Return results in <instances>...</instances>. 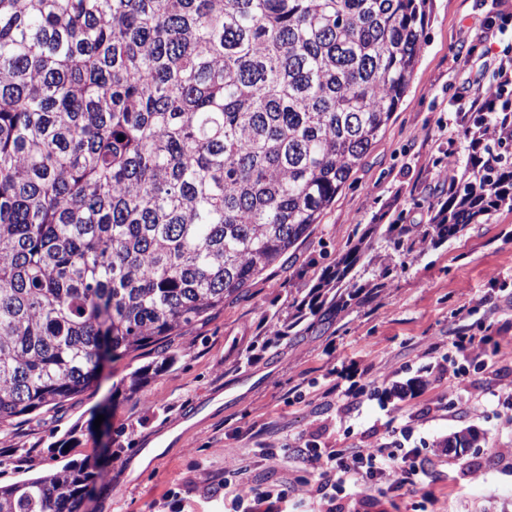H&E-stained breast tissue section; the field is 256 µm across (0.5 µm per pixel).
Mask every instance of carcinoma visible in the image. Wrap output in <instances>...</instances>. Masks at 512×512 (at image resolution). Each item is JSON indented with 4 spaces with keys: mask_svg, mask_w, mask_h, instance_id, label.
I'll use <instances>...</instances> for the list:
<instances>
[{
    "mask_svg": "<svg viewBox=\"0 0 512 512\" xmlns=\"http://www.w3.org/2000/svg\"><path fill=\"white\" fill-rule=\"evenodd\" d=\"M429 0H0V425L83 392L304 240L406 93ZM469 112L430 222L371 224L292 303L324 333L390 273L512 210V121ZM161 371L123 380L140 392ZM470 428L447 448L479 446ZM92 465L0 485V512H81Z\"/></svg>",
    "mask_w": 512,
    "mask_h": 512,
    "instance_id": "obj_1",
    "label": "carcinoma"
}]
</instances>
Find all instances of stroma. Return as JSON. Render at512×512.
I'll return each mask as SVG.
<instances>
[{
  "instance_id": "1",
  "label": "stroma",
  "mask_w": 512,
  "mask_h": 512,
  "mask_svg": "<svg viewBox=\"0 0 512 512\" xmlns=\"http://www.w3.org/2000/svg\"><path fill=\"white\" fill-rule=\"evenodd\" d=\"M424 35L407 93L310 236L202 320L105 361L87 390L41 420L1 427V486L86 460L96 469L81 512H228L239 491L224 481L232 461L248 485L293 483L287 512H512L511 210L422 252L392 257L376 240L366 277L383 258L394 265L376 298L352 305L323 335L278 333L301 297L296 274L321 272L377 214L428 223L429 203L454 175L441 160L465 154L454 101L495 84L461 57L512 52V21L494 0H434ZM460 329L480 341L464 355L448 345ZM168 355L173 363L163 364ZM157 364L140 393L125 392L123 378ZM419 377L424 387L409 388ZM196 404L194 428L145 451ZM469 427L480 446L445 447ZM309 444L419 449L433 494L345 490L322 499L318 474L295 454ZM265 448L278 449L276 462L263 460ZM205 476L225 484L224 494L204 495Z\"/></svg>"
}]
</instances>
